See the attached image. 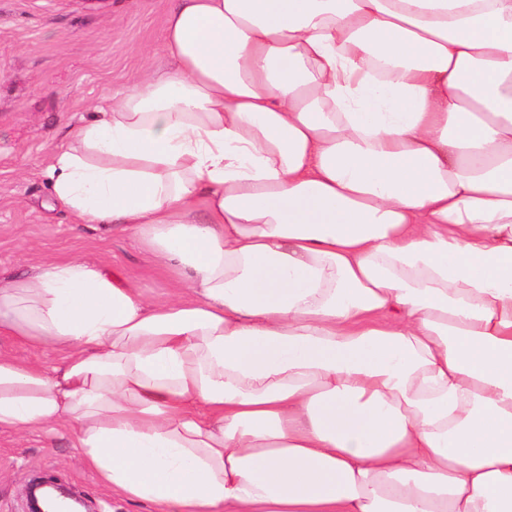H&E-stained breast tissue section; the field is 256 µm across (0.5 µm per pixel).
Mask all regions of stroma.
<instances>
[{
    "instance_id": "1",
    "label": "stroma",
    "mask_w": 512,
    "mask_h": 512,
    "mask_svg": "<svg viewBox=\"0 0 512 512\" xmlns=\"http://www.w3.org/2000/svg\"><path fill=\"white\" fill-rule=\"evenodd\" d=\"M165 0H0V273L81 258L166 300L178 281L136 239L78 224L51 197L50 154L90 120L91 105L139 80L144 59L163 66ZM68 485L91 512H156L112 493L85 468L69 428L0 430V512H26L34 475Z\"/></svg>"
}]
</instances>
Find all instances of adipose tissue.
<instances>
[{"label": "adipose tissue", "instance_id": "1", "mask_svg": "<svg viewBox=\"0 0 512 512\" xmlns=\"http://www.w3.org/2000/svg\"><path fill=\"white\" fill-rule=\"evenodd\" d=\"M47 171L139 237L0 277V429L160 512H512V0H170ZM0 353L10 355L22 362L54 365L60 362L63 353L51 345L33 346L12 336L0 335Z\"/></svg>", "mask_w": 512, "mask_h": 512}]
</instances>
